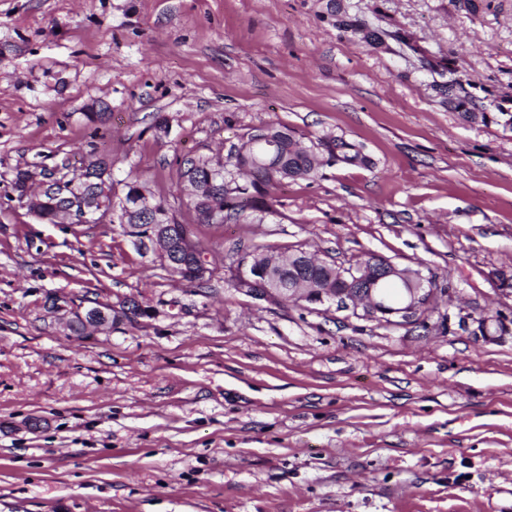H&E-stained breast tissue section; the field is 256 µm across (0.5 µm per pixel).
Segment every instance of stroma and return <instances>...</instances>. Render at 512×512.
Returning <instances> with one entry per match:
<instances>
[{
	"mask_svg": "<svg viewBox=\"0 0 512 512\" xmlns=\"http://www.w3.org/2000/svg\"><path fill=\"white\" fill-rule=\"evenodd\" d=\"M442 64L512 113V0H0V512H512V125L464 121ZM271 124L373 165L325 153L269 209L199 223L180 159ZM102 156L191 226L204 284L19 202L17 172ZM255 245L376 254L437 301L386 326L256 300L224 283ZM51 296L153 313L79 334ZM317 146H323L336 160L347 164L369 167L370 158L363 152L359 144L345 140L342 137L331 141L320 140Z\"/></svg>",
	"mask_w": 512,
	"mask_h": 512,
	"instance_id": "35a3bbf8",
	"label": "stroma"
}]
</instances>
